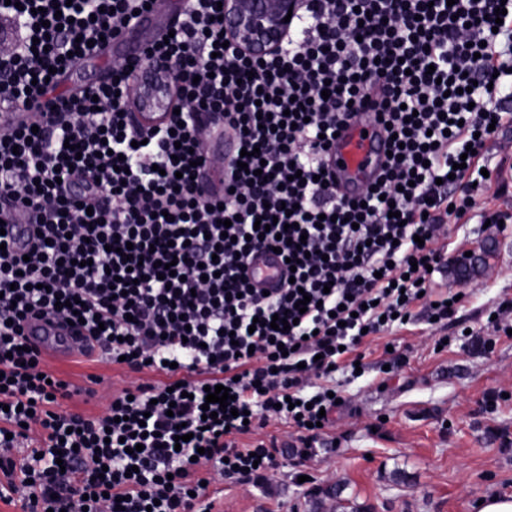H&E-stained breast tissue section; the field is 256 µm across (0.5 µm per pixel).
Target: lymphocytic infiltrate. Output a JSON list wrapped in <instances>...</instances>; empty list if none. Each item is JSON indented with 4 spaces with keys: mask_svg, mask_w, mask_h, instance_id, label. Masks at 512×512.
Returning <instances> with one entry per match:
<instances>
[{
    "mask_svg": "<svg viewBox=\"0 0 512 512\" xmlns=\"http://www.w3.org/2000/svg\"><path fill=\"white\" fill-rule=\"evenodd\" d=\"M151 2L0 0L14 45L0 110L26 115L0 125V501L24 512H214L203 470L262 481L284 449L240 439L273 418L313 454L335 370L404 325L428 271L447 268L434 227L467 218L486 145L512 127V0H303L284 50L262 59L220 45L218 0H185L173 37L57 93ZM159 58L188 108L145 125L130 89ZM359 107L390 124V156L343 197L328 147ZM209 148L226 149L223 176ZM273 247L297 265L266 293L249 263ZM39 314L83 317L84 358L159 382L100 415L62 408L71 386L24 332ZM216 385L231 410L206 404Z\"/></svg>",
    "mask_w": 512,
    "mask_h": 512,
    "instance_id": "obj_1",
    "label": "lymphocytic infiltrate"
}]
</instances>
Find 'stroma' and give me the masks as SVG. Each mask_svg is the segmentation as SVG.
I'll return each mask as SVG.
<instances>
[{
  "label": "stroma",
  "instance_id": "stroma-1",
  "mask_svg": "<svg viewBox=\"0 0 512 512\" xmlns=\"http://www.w3.org/2000/svg\"><path fill=\"white\" fill-rule=\"evenodd\" d=\"M444 239L452 256L488 247L484 259L498 275L485 279L478 265L433 274L435 292L461 291L464 301L439 324L418 302L406 325L361 346L359 376L336 371L345 398L327 430L336 447L312 459L280 458L260 484L211 474L218 512H472L482 496L512 495V315L502 317L500 332L466 335L512 299V225L475 218L449 225ZM49 365L80 389L67 408L92 414L114 393L157 380L102 362Z\"/></svg>",
  "mask_w": 512,
  "mask_h": 512
}]
</instances>
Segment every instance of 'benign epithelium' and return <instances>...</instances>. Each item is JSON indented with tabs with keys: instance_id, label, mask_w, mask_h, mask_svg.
Masks as SVG:
<instances>
[{
	"instance_id": "benign-epithelium-1",
	"label": "benign epithelium",
	"mask_w": 512,
	"mask_h": 512,
	"mask_svg": "<svg viewBox=\"0 0 512 512\" xmlns=\"http://www.w3.org/2000/svg\"><path fill=\"white\" fill-rule=\"evenodd\" d=\"M301 8V0H224V31L245 53L264 57L278 53L287 43ZM290 21H284L286 16ZM144 70L156 81L131 89V99L144 112H162L167 108V94L171 92L175 74L163 62L145 63Z\"/></svg>"
}]
</instances>
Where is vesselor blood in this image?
Instances as JSON below:
<instances>
[{"mask_svg":"<svg viewBox=\"0 0 512 512\" xmlns=\"http://www.w3.org/2000/svg\"><path fill=\"white\" fill-rule=\"evenodd\" d=\"M384 139L374 113H355L340 131L331 150L332 159L338 164L337 181L355 189L372 179L384 158ZM282 270L280 257L263 252L254 258L250 274L258 287L275 288L280 284ZM27 334L41 351L58 356L75 354L84 344L83 337L43 319L31 320Z\"/></svg>","mask_w":512,"mask_h":512,"instance_id":"b4317fda","label":"vessel or blood"}]
</instances>
